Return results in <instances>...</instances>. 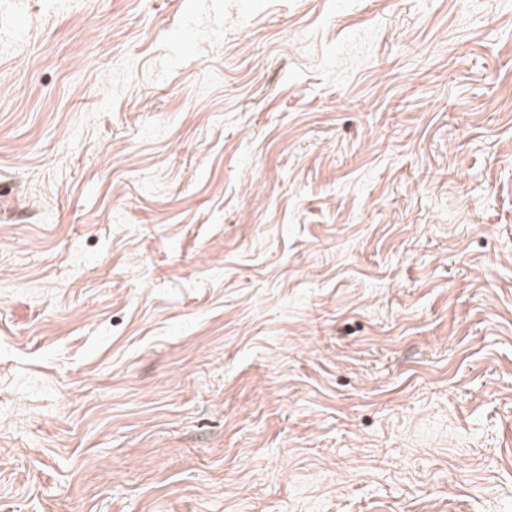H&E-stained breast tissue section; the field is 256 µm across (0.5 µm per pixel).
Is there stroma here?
<instances>
[{
    "mask_svg": "<svg viewBox=\"0 0 512 512\" xmlns=\"http://www.w3.org/2000/svg\"><path fill=\"white\" fill-rule=\"evenodd\" d=\"M0 512H512V0H0Z\"/></svg>",
    "mask_w": 512,
    "mask_h": 512,
    "instance_id": "1",
    "label": "stroma"
}]
</instances>
